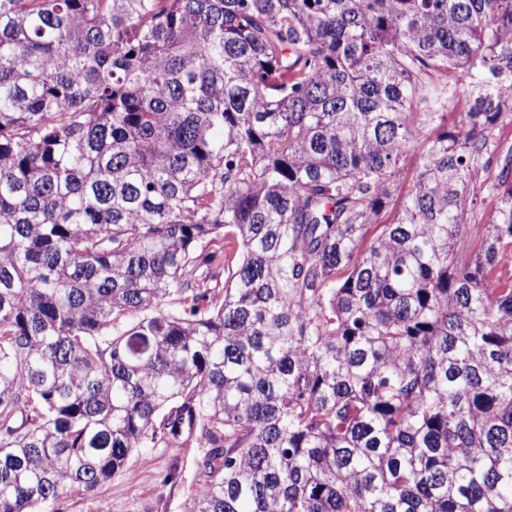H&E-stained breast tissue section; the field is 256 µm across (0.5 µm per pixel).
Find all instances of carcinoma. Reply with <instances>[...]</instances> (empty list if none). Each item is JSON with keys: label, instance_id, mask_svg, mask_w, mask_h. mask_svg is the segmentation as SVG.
<instances>
[{"label": "carcinoma", "instance_id": "carcinoma-1", "mask_svg": "<svg viewBox=\"0 0 512 512\" xmlns=\"http://www.w3.org/2000/svg\"><path fill=\"white\" fill-rule=\"evenodd\" d=\"M506 122L512 0H0V512H512ZM203 449L140 448L133 452L123 470L93 492H73L55 503L56 512H185L192 494L198 491L196 463ZM175 465V483L162 484Z\"/></svg>", "mask_w": 512, "mask_h": 512}]
</instances>
